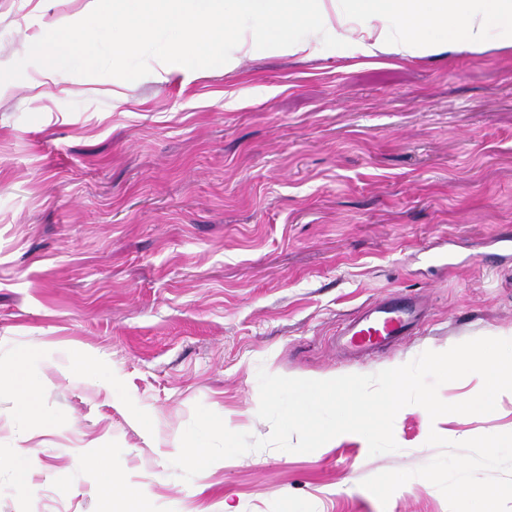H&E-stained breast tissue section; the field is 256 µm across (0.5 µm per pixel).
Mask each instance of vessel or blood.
Wrapping results in <instances>:
<instances>
[{"label":"vessel or blood","mask_w":512,"mask_h":512,"mask_svg":"<svg viewBox=\"0 0 512 512\" xmlns=\"http://www.w3.org/2000/svg\"><path fill=\"white\" fill-rule=\"evenodd\" d=\"M421 319V305L416 298L394 293L349 325L348 343L354 350L367 351L409 334Z\"/></svg>","instance_id":"1"}]
</instances>
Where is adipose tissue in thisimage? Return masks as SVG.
I'll return each instance as SVG.
<instances>
[{
	"instance_id": "obj_1",
	"label": "adipose tissue",
	"mask_w": 512,
	"mask_h": 512,
	"mask_svg": "<svg viewBox=\"0 0 512 512\" xmlns=\"http://www.w3.org/2000/svg\"><path fill=\"white\" fill-rule=\"evenodd\" d=\"M86 9L146 35L165 23L179 35L176 58L200 64L216 55L228 71L260 39L284 54H306L314 42L336 35L347 17L362 19L357 41L368 56L408 59L512 48V0H88ZM96 38L90 26L47 27L25 49L50 79L63 55L78 52L87 63L96 62ZM2 385L15 392L20 416L41 414L40 390L22 365H0Z\"/></svg>"
}]
</instances>
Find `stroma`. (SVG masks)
<instances>
[{
    "mask_svg": "<svg viewBox=\"0 0 512 512\" xmlns=\"http://www.w3.org/2000/svg\"><path fill=\"white\" fill-rule=\"evenodd\" d=\"M88 0H0V364L25 357L45 418L0 388V512H512V395L430 419L397 451L355 433L266 448L184 482L195 405L268 437L257 373L374 374L476 337L512 339V51L394 61L328 38L295 59L257 47L158 81L175 38L53 82L23 50ZM423 325L363 355L340 331L393 292ZM28 462V485L13 474Z\"/></svg>",
    "mask_w": 512,
    "mask_h": 512,
    "instance_id": "35a3bbf8",
    "label": "stroma"
}]
</instances>
